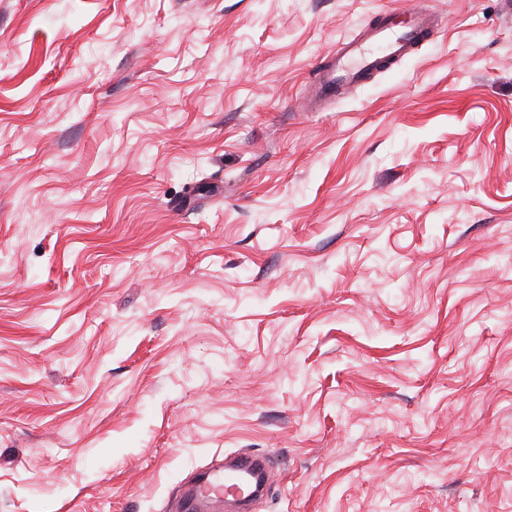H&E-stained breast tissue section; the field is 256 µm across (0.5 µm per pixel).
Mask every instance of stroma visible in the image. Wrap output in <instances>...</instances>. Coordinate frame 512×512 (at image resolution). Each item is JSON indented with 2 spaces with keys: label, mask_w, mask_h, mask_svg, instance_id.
Returning a JSON list of instances; mask_svg holds the SVG:
<instances>
[{
  "label": "stroma",
  "mask_w": 512,
  "mask_h": 512,
  "mask_svg": "<svg viewBox=\"0 0 512 512\" xmlns=\"http://www.w3.org/2000/svg\"><path fill=\"white\" fill-rule=\"evenodd\" d=\"M242 449L255 512H512L499 0H0V512H172ZM437 25L431 9L414 7L403 14L392 10L359 33L339 39L336 48L316 63L308 96L299 100V109H313L315 100L331 103L386 67L401 64L432 41Z\"/></svg>",
  "instance_id": "1"
}]
</instances>
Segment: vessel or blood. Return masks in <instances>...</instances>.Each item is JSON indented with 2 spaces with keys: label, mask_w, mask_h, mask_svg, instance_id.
Masks as SVG:
<instances>
[{
  "label": "vessel or blood",
  "mask_w": 512,
  "mask_h": 512,
  "mask_svg": "<svg viewBox=\"0 0 512 512\" xmlns=\"http://www.w3.org/2000/svg\"><path fill=\"white\" fill-rule=\"evenodd\" d=\"M436 28L437 16L428 8L384 12L377 23L339 39L335 49L317 62L299 109H311L316 100L332 102L371 76L401 64L431 42ZM267 467L263 455L250 452L214 460L209 467L190 474L175 512H224L231 498L242 512H248L254 501L268 493Z\"/></svg>",
  "instance_id": "obj_1"
}]
</instances>
